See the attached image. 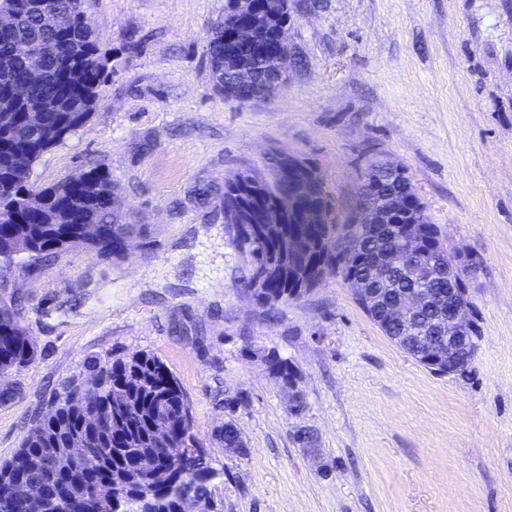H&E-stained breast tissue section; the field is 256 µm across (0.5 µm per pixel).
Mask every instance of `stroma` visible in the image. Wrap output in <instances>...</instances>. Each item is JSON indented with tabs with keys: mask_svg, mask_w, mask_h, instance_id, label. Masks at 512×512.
<instances>
[{
	"mask_svg": "<svg viewBox=\"0 0 512 512\" xmlns=\"http://www.w3.org/2000/svg\"><path fill=\"white\" fill-rule=\"evenodd\" d=\"M225 4L84 0L109 75L33 178L104 164L142 232L118 259L78 247L12 271L37 356L8 378L0 460L87 358L145 350L190 399L214 512H512V0H319L289 26L287 85L248 103L209 76ZM273 151L316 166L341 218L372 162L404 167L448 251L481 261L466 371L405 353L339 275L273 309L241 289L250 259L194 193ZM228 421L243 454L218 439Z\"/></svg>",
	"mask_w": 512,
	"mask_h": 512,
	"instance_id": "stroma-1",
	"label": "stroma"
}]
</instances>
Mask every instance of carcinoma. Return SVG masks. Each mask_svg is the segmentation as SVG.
I'll return each mask as SVG.
<instances>
[{"instance_id": "cac0c4a2", "label": "carcinoma", "mask_w": 512, "mask_h": 512, "mask_svg": "<svg viewBox=\"0 0 512 512\" xmlns=\"http://www.w3.org/2000/svg\"><path fill=\"white\" fill-rule=\"evenodd\" d=\"M51 2L55 11L74 16L70 29H58L37 9L23 11L13 0H0V9L19 10L14 26L0 30V108L11 109L24 101L42 104L50 108L51 121L69 129L72 135L85 125L79 115H89L95 107L106 75L99 66L104 56L86 20L83 0ZM27 44L48 51L44 77L38 83L28 80L21 58V49ZM208 56L211 80L222 91L232 70L244 63L242 58L224 53L222 24L209 31ZM52 147L49 142L39 143L34 132L23 125L19 112L13 113L12 123L0 130V263H12L24 272L75 247L119 255L123 237L140 231L136 224L122 223L121 199L112 173L100 165L85 171L77 187L66 178L38 187L32 181L33 168L15 170L16 154L26 153L34 163ZM248 172L262 181L268 195H277L274 160H267L261 170L250 168ZM218 192L226 197L231 187L226 184L221 192L211 186L200 187L195 202L207 207ZM410 219L425 226L428 240L438 235L423 203L414 207ZM83 224L109 227L112 235L83 244ZM305 232L330 237L333 247L338 240L354 236L353 252L344 265L336 268L347 282L367 272L385 252L402 247L397 230L360 232L352 224L336 222L334 216L331 223L307 227ZM373 285L389 298L400 288H413L420 294L446 288L448 278L435 276L427 267L420 271L403 267ZM26 303L27 299L15 290L0 302V369L19 373L35 359L36 346L24 325ZM266 364L283 383H294L285 361L268 360ZM84 368L89 380L105 379L98 404H74L70 395L81 378H71L54 399L55 413L35 418L14 455L0 462V496L7 494L8 482L23 478L44 500L51 499L46 486L68 483L67 477L53 473L52 449L70 447L77 436L91 429L87 415L95 414L104 423V431L92 434L89 449L79 453V470L73 476L71 501L67 503L71 512H96L95 498L88 491L90 485L120 497V512H183V500L189 494L209 503L211 484L220 472L200 451L190 400L167 366L153 353L134 351L92 356ZM187 440L198 451L182 458L175 449ZM102 447L112 449V457L100 458L97 449ZM128 450L154 457L158 468L170 470L177 477L169 478V483L152 496H141L138 486L146 483V475L123 465Z\"/></svg>"}]
</instances>
